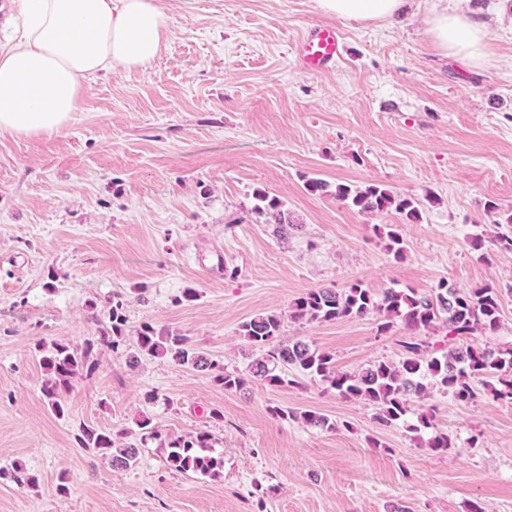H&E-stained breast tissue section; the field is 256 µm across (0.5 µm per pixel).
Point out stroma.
Segmentation results:
<instances>
[{
  "label": "stroma",
  "mask_w": 512,
  "mask_h": 512,
  "mask_svg": "<svg viewBox=\"0 0 512 512\" xmlns=\"http://www.w3.org/2000/svg\"><path fill=\"white\" fill-rule=\"evenodd\" d=\"M160 3L171 29L155 61L90 78L61 131L0 132V512H512V405H463L444 389L411 401L455 441L443 454L317 380L227 392L165 357L129 370L109 347L63 395L65 416L52 412L42 347L95 338L118 300L126 336L148 322L241 372L251 355L238 326L254 314L357 280L379 295L445 279L499 288L500 325L473 344L512 346V251L494 242L512 236V0H428L393 23L338 21L342 56L314 73L297 69L294 49L327 19L315 0ZM446 4L486 23L485 66L431 41L425 16ZM312 178L380 185L421 218L309 193ZM259 192L281 202L291 234L253 213ZM392 228L399 260L385 248ZM379 324L288 322L284 334L355 371L400 359L407 331ZM273 406L321 412L337 429L274 417ZM144 415L173 437L208 431L221 476L170 470L154 441L128 470L79 442L85 426L138 442ZM17 463L32 484L10 478Z\"/></svg>",
  "instance_id": "35a3bbf8"
}]
</instances>
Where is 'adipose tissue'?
<instances>
[{"instance_id": "1", "label": "adipose tissue", "mask_w": 512, "mask_h": 512, "mask_svg": "<svg viewBox=\"0 0 512 512\" xmlns=\"http://www.w3.org/2000/svg\"><path fill=\"white\" fill-rule=\"evenodd\" d=\"M414 0H316L341 20H390ZM27 22L0 44V132L35 137L66 128L86 81L114 67L146 68L169 34L158 0H17ZM433 42L448 55L479 67L490 56L485 24L461 11L426 18ZM90 32L75 43L70 30Z\"/></svg>"}]
</instances>
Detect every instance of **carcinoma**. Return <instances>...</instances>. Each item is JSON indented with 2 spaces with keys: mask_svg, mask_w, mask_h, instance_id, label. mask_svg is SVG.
I'll list each match as a JSON object with an SVG mask.
<instances>
[{
  "mask_svg": "<svg viewBox=\"0 0 512 512\" xmlns=\"http://www.w3.org/2000/svg\"><path fill=\"white\" fill-rule=\"evenodd\" d=\"M336 198L362 212H380L391 207L405 214L409 221L420 218L410 199H398L377 185L351 191L345 185L336 186ZM252 211L266 216L276 224L285 223L278 199L266 193L256 194ZM501 291L491 286L462 291L446 280L439 281L427 293L412 288H389L376 296L362 282L343 289H311L296 298L288 308V316L278 313H259L241 323V336L259 352L246 372H225L218 363L198 352L189 338L169 330L144 323L133 336L131 350L126 357L129 369L138 366L140 357H169L180 365H188L214 374V381L226 391L242 390L252 379L271 386L294 384L289 371L319 378L326 388L349 401H365L374 407V420L382 427L402 425L435 453H445L455 447L446 433L435 432L428 438L421 431L432 428L425 412L409 421V396L423 395L431 388H442L459 403L470 404L480 399L512 403V348L477 349L463 344L474 332L494 331L500 324ZM381 316V330L399 324L410 332L402 344L403 356L397 362L379 360L357 371L337 368L334 356L320 351L303 340L282 338L284 321L299 326L312 322H330L338 319H362ZM126 317L123 304H112L109 325L99 330V336L84 345L72 348L54 343L41 357L47 379L43 395L52 411L65 413L61 393L71 389L73 382L95 367L93 352L97 346L114 349L125 341ZM444 325L448 328V342L432 344L424 334ZM278 418H291L303 425L325 431L336 430V422L312 410L284 411L270 409ZM145 437L159 441L165 448L166 463L180 473L203 476L220 475L224 459L213 452L214 439L206 431L189 436L169 438L159 431L150 417L137 421ZM80 442L110 459L112 467L127 470L138 464L140 448L135 443L116 445L112 433L90 427L81 430Z\"/></svg>",
  "mask_w": 512,
  "mask_h": 512,
  "instance_id": "obj_1",
  "label": "carcinoma"
}]
</instances>
